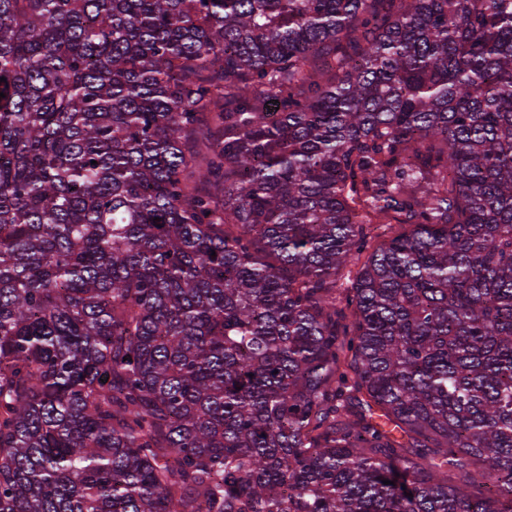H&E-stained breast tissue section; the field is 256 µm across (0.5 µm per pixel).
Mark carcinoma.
Returning a JSON list of instances; mask_svg holds the SVG:
<instances>
[{"label": "carcinoma", "instance_id": "obj_1", "mask_svg": "<svg viewBox=\"0 0 512 512\" xmlns=\"http://www.w3.org/2000/svg\"><path fill=\"white\" fill-rule=\"evenodd\" d=\"M2 77L0 512H512V0H0Z\"/></svg>", "mask_w": 512, "mask_h": 512}]
</instances>
